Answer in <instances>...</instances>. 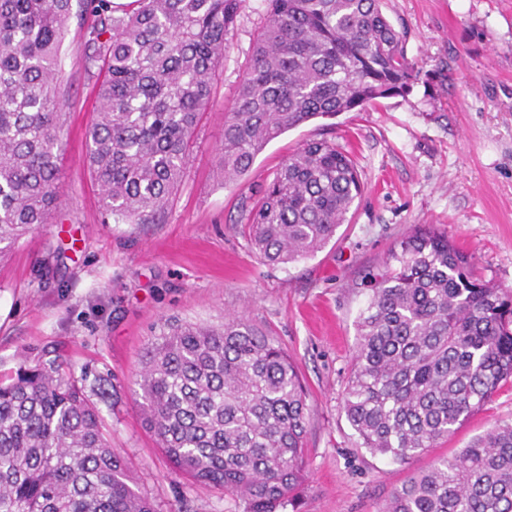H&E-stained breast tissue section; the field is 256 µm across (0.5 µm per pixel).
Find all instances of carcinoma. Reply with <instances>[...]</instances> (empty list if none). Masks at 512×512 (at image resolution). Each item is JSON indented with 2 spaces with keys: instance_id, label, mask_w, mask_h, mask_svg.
Returning a JSON list of instances; mask_svg holds the SVG:
<instances>
[{
  "instance_id": "1",
  "label": "carcinoma",
  "mask_w": 512,
  "mask_h": 512,
  "mask_svg": "<svg viewBox=\"0 0 512 512\" xmlns=\"http://www.w3.org/2000/svg\"><path fill=\"white\" fill-rule=\"evenodd\" d=\"M244 0H84L98 106L85 158L114 224H155L172 205ZM265 20L224 121L219 174L312 119L404 96L419 79L407 32L382 0H264ZM73 0H0V257L49 223L63 150L60 50ZM364 191L328 139L288 157L246 215L272 265L306 259ZM357 322L341 411L360 446L407 464L454 434L512 380V290L483 280L445 230L403 235ZM137 385L172 473L245 503L297 512L306 478V388L287 351L242 317L167 323ZM0 512H155L84 388L59 368L0 378ZM380 512H512V424H500L394 490Z\"/></svg>"
}]
</instances>
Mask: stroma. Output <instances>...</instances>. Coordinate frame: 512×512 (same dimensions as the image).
Listing matches in <instances>:
<instances>
[{"mask_svg":"<svg viewBox=\"0 0 512 512\" xmlns=\"http://www.w3.org/2000/svg\"><path fill=\"white\" fill-rule=\"evenodd\" d=\"M384 10L408 32L420 71L412 92L342 113L331 128L317 119L285 132L226 188L213 176L224 116L264 15L263 0H247L172 207L157 224H115L84 165L96 88L84 66L91 18L73 7L60 55V193L51 224L0 259V376L55 363L82 384L157 512H244L239 498L172 474L142 422L136 379L169 319L218 326L235 314L287 350L307 391L300 512H378L436 460L512 423L506 385L453 436L400 465L361 448L341 410L366 277L414 226L447 230L483 279L512 289V0H384ZM321 138L350 151L364 195L313 256L268 265L251 249L245 209L289 154Z\"/></svg>","mask_w":512,"mask_h":512,"instance_id":"stroma-1","label":"stroma"}]
</instances>
